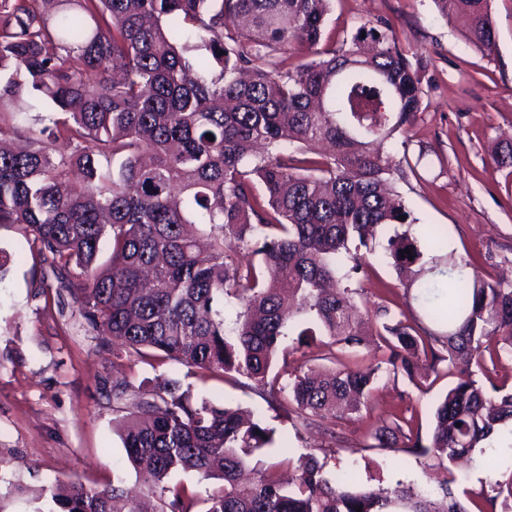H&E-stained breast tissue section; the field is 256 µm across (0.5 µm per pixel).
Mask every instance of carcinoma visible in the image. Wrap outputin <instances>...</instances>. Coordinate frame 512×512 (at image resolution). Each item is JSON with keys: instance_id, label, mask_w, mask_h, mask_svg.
Segmentation results:
<instances>
[{"instance_id": "carcinoma-1", "label": "carcinoma", "mask_w": 512, "mask_h": 512, "mask_svg": "<svg viewBox=\"0 0 512 512\" xmlns=\"http://www.w3.org/2000/svg\"><path fill=\"white\" fill-rule=\"evenodd\" d=\"M332 2L0 0V136L34 100L51 112L26 145L0 148V224L24 227L114 365L174 360L210 377L235 373L304 427L358 413L383 374L412 380L421 360L445 372L454 382L429 444L383 424L370 447L428 457L449 474L461 460L481 466L475 508L512 512V471L483 457L512 424V391L476 378L486 360L512 358V282L486 281L450 255L437 272L413 271L423 253L405 231L386 252L446 332L423 335L383 303L375 323L357 311L360 249L372 251L385 225L417 223L390 186L400 163L383 146L411 123L421 87L382 20L319 50ZM435 3L447 19L461 15L469 44L492 50L490 0ZM290 58L302 62L291 68ZM74 168L82 182L61 191ZM318 336L376 348L366 366L288 372V356ZM112 400L117 412L132 408L115 427L147 474L153 512L196 504L194 492L167 485L177 471L224 482L203 512H470L452 478L436 495L400 482L367 489L312 454L288 484L260 459L245 481L275 428L179 379L116 380ZM38 497L50 512H143L119 479L102 488L57 479Z\"/></svg>"}]
</instances>
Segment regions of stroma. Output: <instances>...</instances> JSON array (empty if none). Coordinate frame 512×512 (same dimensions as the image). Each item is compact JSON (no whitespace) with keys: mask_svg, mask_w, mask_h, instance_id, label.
Returning a JSON list of instances; mask_svg holds the SVG:
<instances>
[{"mask_svg":"<svg viewBox=\"0 0 512 512\" xmlns=\"http://www.w3.org/2000/svg\"><path fill=\"white\" fill-rule=\"evenodd\" d=\"M491 14L495 45L487 55L465 43L433 0H334L328 28L342 38L380 17L394 28L422 88L406 142L391 145L395 158L419 162L417 175L393 180L416 219L410 232L418 237L426 226L440 228L445 252L472 261L479 276L494 281L512 273V177L492 160L496 143L512 137V0H491ZM394 232L382 228L379 248L366 256L369 276L359 303L384 301L418 321L419 302L405 295L383 257L381 245ZM0 248L10 257V272L0 281V512H48L37 489L70 476L91 487L118 476L127 488L142 490L112 429L111 355L74 326L69 297L39 294L42 264L21 225L0 224ZM448 384L445 376H388L368 409L299 431L237 381L191 382L197 395L274 423L277 442L263 455L267 463L311 453L327 469L354 472L364 485L414 481L433 491L436 472L427 459L369 447L368 435L402 417L411 434L429 440L434 403Z\"/></svg>","mask_w":512,"mask_h":512,"instance_id":"1","label":"stroma"}]
</instances>
